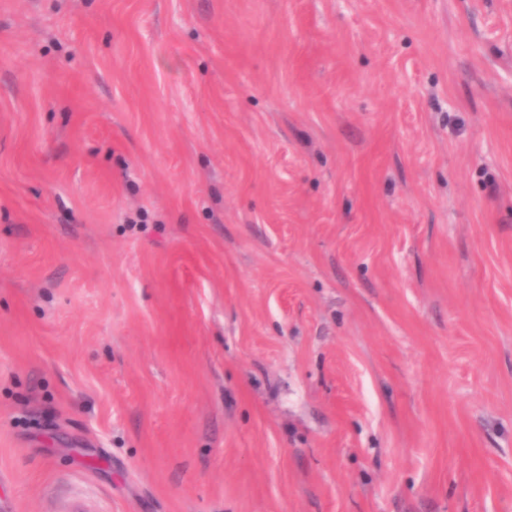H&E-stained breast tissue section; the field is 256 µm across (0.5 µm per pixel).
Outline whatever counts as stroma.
Returning <instances> with one entry per match:
<instances>
[{
    "label": "stroma",
    "instance_id": "1",
    "mask_svg": "<svg viewBox=\"0 0 512 512\" xmlns=\"http://www.w3.org/2000/svg\"><path fill=\"white\" fill-rule=\"evenodd\" d=\"M0 512H512V0H0Z\"/></svg>",
    "mask_w": 512,
    "mask_h": 512
}]
</instances>
